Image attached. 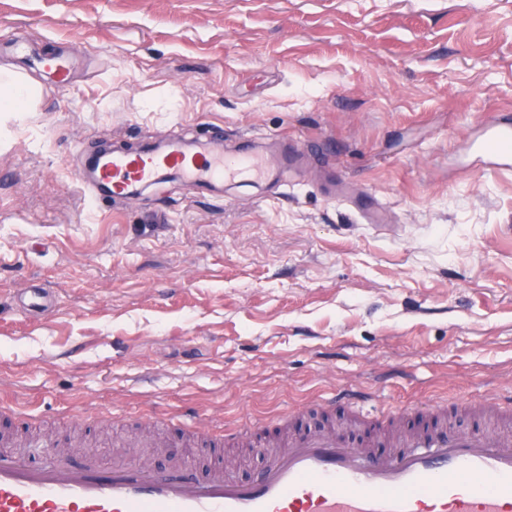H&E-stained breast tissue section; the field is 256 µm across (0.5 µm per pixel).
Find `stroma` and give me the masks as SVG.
<instances>
[{
  "label": "stroma",
  "instance_id": "1",
  "mask_svg": "<svg viewBox=\"0 0 512 512\" xmlns=\"http://www.w3.org/2000/svg\"><path fill=\"white\" fill-rule=\"evenodd\" d=\"M5 36L28 52L0 67L39 89L0 112V414L28 423L30 460L163 441L250 474L263 445L214 454L186 426L219 438L343 388L512 390V168L471 151L512 119V0H0ZM61 53L72 82L44 92L30 61ZM215 131L287 151L289 196L249 177L82 193L101 147Z\"/></svg>",
  "mask_w": 512,
  "mask_h": 512
}]
</instances>
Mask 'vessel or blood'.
<instances>
[{
	"label": "vessel or blood",
	"mask_w": 512,
	"mask_h": 512,
	"mask_svg": "<svg viewBox=\"0 0 512 512\" xmlns=\"http://www.w3.org/2000/svg\"><path fill=\"white\" fill-rule=\"evenodd\" d=\"M42 66L52 89L68 85L69 55L45 58ZM481 149L499 165L512 164V123L493 124ZM287 169L284 157L227 153L211 140L189 151L173 137L160 152L104 155L94 180L115 198L167 170L190 186L253 175L284 189ZM318 405L327 414L353 406L363 439L329 423L305 433L286 421L249 424L269 448L247 480L220 466L197 472L174 449L157 465L78 458L53 447L47 462L36 464L0 448V512H512V395L386 410L341 390ZM462 414L486 421V430L457 432L452 421Z\"/></svg>",
	"instance_id": "b4317fda"
}]
</instances>
